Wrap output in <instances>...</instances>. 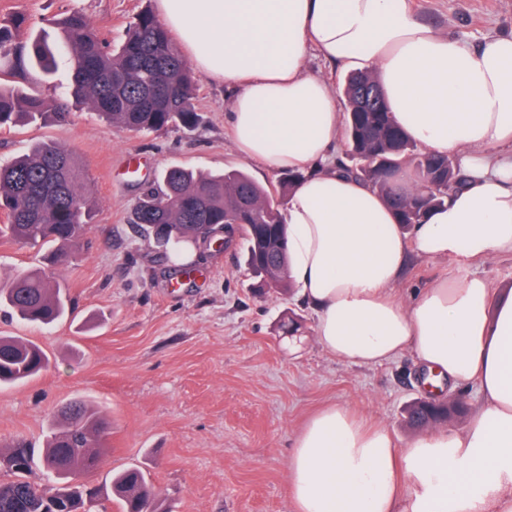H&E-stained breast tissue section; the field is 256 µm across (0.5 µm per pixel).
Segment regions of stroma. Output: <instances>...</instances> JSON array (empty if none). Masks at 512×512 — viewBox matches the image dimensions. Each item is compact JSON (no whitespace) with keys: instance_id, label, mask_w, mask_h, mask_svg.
I'll use <instances>...</instances> for the list:
<instances>
[{"instance_id":"obj_1","label":"stroma","mask_w":512,"mask_h":512,"mask_svg":"<svg viewBox=\"0 0 512 512\" xmlns=\"http://www.w3.org/2000/svg\"><path fill=\"white\" fill-rule=\"evenodd\" d=\"M155 0H0V20L23 16L15 37L50 30L77 12L118 42ZM419 17L468 42L512 32V0H414ZM72 60L59 53L50 77L0 69V83L36 93L65 118L0 128V161L52 141L72 151L90 192L92 222L80 248L53 268L74 313L54 326L0 311V336L39 345L50 365L18 386L0 387V452L16 441L42 447L61 406L82 401L112 423L101 469L146 470L167 512H294L287 493L295 438L323 405L350 403L389 428L397 443L415 432L403 410L423 397L425 373L412 354L374 367L325 355L313 310L296 295H257L243 271L242 245L195 246L190 273L174 271L153 240L133 229L143 188L171 166L238 169L262 184L278 175L243 159L224 121L222 83L198 75V126L146 136L115 127L69 96ZM447 264L409 256L398 283L412 294ZM297 315L288 335L280 322Z\"/></svg>"}]
</instances>
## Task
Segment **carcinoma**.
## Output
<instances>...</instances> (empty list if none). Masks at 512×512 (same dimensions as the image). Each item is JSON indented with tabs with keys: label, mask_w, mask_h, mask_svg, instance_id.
<instances>
[{
	"label": "carcinoma",
	"mask_w": 512,
	"mask_h": 512,
	"mask_svg": "<svg viewBox=\"0 0 512 512\" xmlns=\"http://www.w3.org/2000/svg\"><path fill=\"white\" fill-rule=\"evenodd\" d=\"M22 23L20 17L0 22V60L9 66L20 70L29 63L49 75L56 52L66 51L73 62L70 96L112 125L142 134L197 126L196 76L152 10L145 8L136 15L114 49L80 13L57 22L63 35L57 49L41 37L15 41L12 29ZM370 86L378 96L367 106L361 92ZM342 100L347 157L338 160V169L377 189L396 211L398 223L412 232L458 188L461 177L455 157L431 154L408 140L391 120L383 89L371 76L346 77ZM48 115L41 97L0 87V128L36 125ZM402 168L417 177L415 188L406 193L393 182ZM300 178L299 173H281L276 200L267 187L240 170L202 174L171 167L142 192L134 209V229L165 246L164 257L172 261L183 245L231 224L232 232L242 236L251 287L263 294L287 293L292 281L288 254L281 246L286 239L281 204ZM0 211L7 217L0 226L1 238L46 246L51 262L64 261L91 219L82 172L70 151L42 142L1 164ZM0 307L21 321L43 325L63 320L71 312L60 283L37 273L1 280ZM48 364L47 355L35 343L0 336V384L23 383ZM110 429L104 415L76 401L60 412L40 457L23 442L1 453L0 465L13 479L0 481V512H94L108 497L117 503L118 512H160L150 475L138 467L113 473L107 486L85 480L102 461ZM37 463L51 483L48 490L27 480Z\"/></svg>",
	"instance_id": "1"
}]
</instances>
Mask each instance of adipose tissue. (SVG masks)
I'll return each mask as SVG.
<instances>
[{
  "label": "adipose tissue",
  "instance_id": "ef3b65f1",
  "mask_svg": "<svg viewBox=\"0 0 512 512\" xmlns=\"http://www.w3.org/2000/svg\"><path fill=\"white\" fill-rule=\"evenodd\" d=\"M197 70L223 83L245 160L305 178L289 193L288 264L328 356L373 367L412 353L451 389L477 385L461 428L397 445L345 403L294 442L295 512H512V293L470 267L512 258V33L468 45L415 13L413 0H156ZM322 61L365 71L392 118L426 151L456 153L462 184L406 234L382 196L336 168L344 115ZM445 277L402 300L409 253Z\"/></svg>",
  "mask_w": 512,
  "mask_h": 512
}]
</instances>
